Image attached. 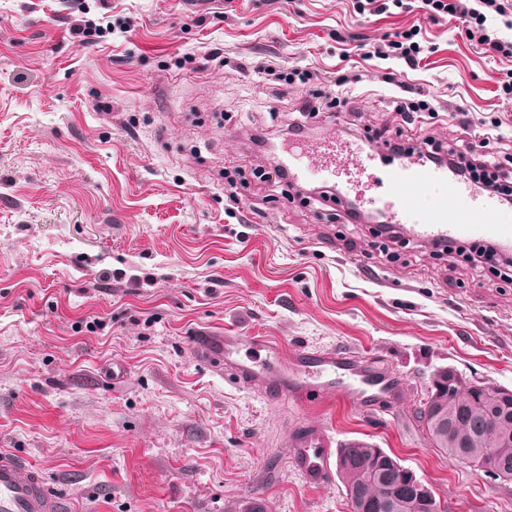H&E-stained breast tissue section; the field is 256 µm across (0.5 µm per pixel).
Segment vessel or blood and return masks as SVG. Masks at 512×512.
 <instances>
[{
  "label": "vessel or blood",
  "instance_id": "b4317fda",
  "mask_svg": "<svg viewBox=\"0 0 512 512\" xmlns=\"http://www.w3.org/2000/svg\"><path fill=\"white\" fill-rule=\"evenodd\" d=\"M359 178L373 177L383 168L385 178L379 190L358 195L361 207L386 215L389 223L403 224L420 240H489L505 254L512 253V212L502 209L494 197L462 185L447 167L429 164L425 157L383 160L374 143L362 140L345 157ZM283 162L293 181H329L338 171L331 153L291 147ZM433 184L443 185L446 196L430 210L417 211L415 194ZM465 203L467 214L459 216L456 205ZM262 351V358L245 355L246 346ZM194 348L202 358L233 370L239 383H262L273 398H301L309 382H316L328 400L359 406L384 400L399 405L403 385L346 354L298 351L289 362H281L275 343L266 337L246 342L239 336H211L197 339ZM333 448L327 437L310 435L299 440L293 462L307 484L324 485L331 478ZM64 499L50 494L40 473L27 460L0 454V512H67Z\"/></svg>",
  "mask_w": 512,
  "mask_h": 512
}]
</instances>
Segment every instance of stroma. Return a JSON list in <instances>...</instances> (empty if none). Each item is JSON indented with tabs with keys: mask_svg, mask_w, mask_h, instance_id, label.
<instances>
[{
	"mask_svg": "<svg viewBox=\"0 0 512 512\" xmlns=\"http://www.w3.org/2000/svg\"><path fill=\"white\" fill-rule=\"evenodd\" d=\"M411 28L418 66L376 55ZM340 74L349 110L321 108L309 145L409 135L392 105L409 87L437 107L422 136L496 128L484 154L512 173V58L420 6L0 0V452L69 512H350L340 480L308 486L292 463L312 433L383 448L462 512H512V482L448 459L417 415L445 368L512 389V282L425 242L375 245L343 197L262 174L252 136ZM228 328L285 361L351 355L401 380L402 402L241 387L191 346Z\"/></svg>",
	"mask_w": 512,
	"mask_h": 512,
	"instance_id": "35a3bbf8",
	"label": "stroma"
}]
</instances>
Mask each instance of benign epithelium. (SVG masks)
Returning a JSON list of instances; mask_svg holds the SVG:
<instances>
[{
    "label": "benign epithelium",
    "mask_w": 512,
    "mask_h": 512,
    "mask_svg": "<svg viewBox=\"0 0 512 512\" xmlns=\"http://www.w3.org/2000/svg\"><path fill=\"white\" fill-rule=\"evenodd\" d=\"M465 390L490 399L496 413L502 412L507 416L512 412L511 389L491 386L478 379L470 380L451 369L442 370L433 379L425 402V417L432 420L431 430L435 435L453 431L460 421L475 433L485 428L487 420H463L457 414L461 405V394ZM507 444L508 438L505 437L500 442V447L488 450L481 465L485 473L494 478L505 477L509 466L502 448ZM360 465L368 469L371 478H378L386 483V494L380 501L362 497L353 499L351 512H402L411 502L415 504L418 512H438L434 493L412 470L404 467L397 458L383 449L371 448L360 458ZM395 471L403 475L399 483L391 479V474Z\"/></svg>",
    "instance_id": "7a95c632"
}]
</instances>
